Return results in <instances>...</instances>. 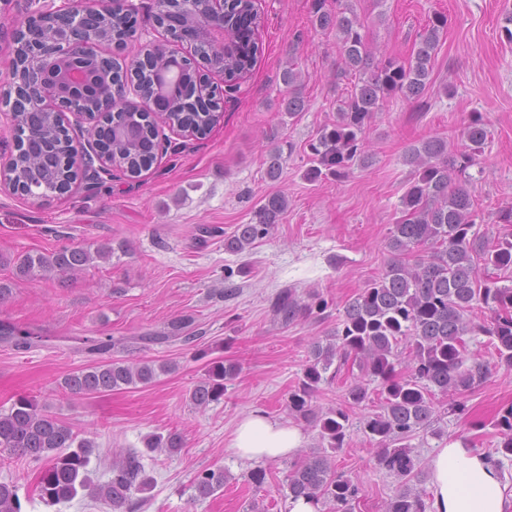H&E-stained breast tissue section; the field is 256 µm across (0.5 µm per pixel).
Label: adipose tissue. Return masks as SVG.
Listing matches in <instances>:
<instances>
[{
	"label": "adipose tissue",
	"instance_id": "ef3b65f1",
	"mask_svg": "<svg viewBox=\"0 0 512 512\" xmlns=\"http://www.w3.org/2000/svg\"><path fill=\"white\" fill-rule=\"evenodd\" d=\"M303 441L299 429L253 410L240 419L227 452L247 461L274 460L295 456ZM430 471L435 487L432 512H512L507 474L463 442L438 449Z\"/></svg>",
	"mask_w": 512,
	"mask_h": 512
}]
</instances>
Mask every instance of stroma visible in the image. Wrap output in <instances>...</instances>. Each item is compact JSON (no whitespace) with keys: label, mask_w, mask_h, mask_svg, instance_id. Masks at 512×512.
<instances>
[{"label":"stroma","mask_w":512,"mask_h":512,"mask_svg":"<svg viewBox=\"0 0 512 512\" xmlns=\"http://www.w3.org/2000/svg\"><path fill=\"white\" fill-rule=\"evenodd\" d=\"M312 0H258L264 20L262 54L237 89L224 96V116L202 137L171 135L152 168L129 179L121 169L81 181L72 193L42 202L0 191V256L48 254L64 245L111 244L110 259L96 260L78 278L20 279L0 265V284L10 289L0 303V322L38 335L29 350L0 343V411L22 394L94 439L92 486L112 476L111 449L142 451L151 434L175 431L178 454L145 455L155 486L137 512H288L282 487L288 459L265 462L267 481L244 480L249 462L226 447L237 423L259 409L298 428L303 453L321 449L319 430L295 419L288 393L302 375L313 342L334 335L345 303L381 274L390 258L388 232L401 216V197L414 177L407 151L430 137L462 149L461 132L480 113L488 137L472 167L478 199L475 229L491 239L512 226L499 223L512 206V0H352L368 27L371 44L402 61L413 57L428 17L446 14L430 88L419 101L390 100L368 134L370 166H353L340 180L311 181L308 149L318 130L336 117V99L350 84L341 73L340 43L333 29L311 21ZM302 76L304 112L278 113L285 90L281 75ZM280 152L281 174H266L270 149ZM281 193L288 209L272 234L249 250L231 253L224 237L250 223L267 196ZM295 289L301 298L320 293L329 302L322 318L284 326L271 310L275 294ZM191 318L182 340L145 343L144 334L166 332L171 321ZM111 337L110 358L170 361L172 372L146 388L75 396L61 380L91 364L83 337ZM238 362L241 371L221 401L195 408L190 394L205 376L209 356ZM442 438L426 431L409 440L422 471L444 443L464 439L489 452L499 434V408L512 403V372L498 370L466 398L467 412L452 415L448 398H434ZM316 411L345 407L351 421L379 412L377 395L346 405L344 382L324 383ZM337 471L357 477L363 493L355 512H384L399 486L380 469L373 444L351 429L334 457ZM40 463L0 451V482L19 487L22 512H112L110 504L81 492L46 506L30 489ZM224 469L222 492L193 498L191 482L203 469Z\"/></svg>","instance_id":"35a3bbf8"}]
</instances>
